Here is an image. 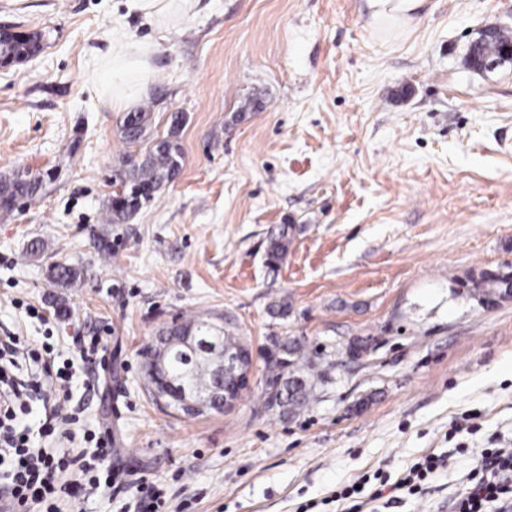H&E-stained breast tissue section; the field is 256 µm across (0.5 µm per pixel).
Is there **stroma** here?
I'll list each match as a JSON object with an SVG mask.
<instances>
[{
  "label": "stroma",
  "mask_w": 512,
  "mask_h": 512,
  "mask_svg": "<svg viewBox=\"0 0 512 512\" xmlns=\"http://www.w3.org/2000/svg\"><path fill=\"white\" fill-rule=\"evenodd\" d=\"M0 25L42 37L0 69V181L41 182L0 212V336L54 344L76 373L75 337L101 338L100 387L70 404L111 440L115 479L65 512H142L145 481L160 512H337L340 487L432 453L422 494L385 512H452L475 457L512 443V300L465 287L512 268V63L469 62L484 30L512 28V0L386 18L368 0H197L163 39L126 0H0ZM120 33L155 44L137 105L182 167L114 224L129 147L97 75ZM279 224L299 230L273 270ZM58 264L79 279L54 283ZM191 316L253 353L234 405L198 418L143 385V350ZM289 338L316 367L285 414L266 354Z\"/></svg>",
  "instance_id": "stroma-1"
}]
</instances>
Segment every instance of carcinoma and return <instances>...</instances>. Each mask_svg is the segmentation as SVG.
<instances>
[{
    "label": "carcinoma",
    "instance_id": "cac0c4a2",
    "mask_svg": "<svg viewBox=\"0 0 512 512\" xmlns=\"http://www.w3.org/2000/svg\"><path fill=\"white\" fill-rule=\"evenodd\" d=\"M38 39L39 36L28 34L22 39L3 42L0 44V52L20 59L39 49ZM510 42L512 32L508 30L497 27L485 30L481 38L471 46L469 57L472 65L480 71L486 62L495 61L499 65L502 64L505 62L502 48ZM149 118V113L145 111L127 113L120 126L124 142L131 147L140 144L145 139ZM180 171L181 154L178 145L173 141L165 138L146 149L136 163L121 170L122 183L139 189L141 194H112L108 205L112 223L124 222L143 204L153 200L156 190L174 180ZM37 187L38 183L28 179L1 181L0 210H12L17 199L33 196ZM293 231L292 224H281L271 231L266 247L267 264L270 268H276L287 256ZM507 288L508 282L498 280L490 272L482 273L480 280L471 283V290L478 295V301L482 304L492 303L493 299L501 296ZM188 331L197 336L201 335L203 320L190 317L174 324L158 337L155 347L162 346L163 339L174 332ZM223 340V347L200 352L191 361L185 359L182 347H173L167 363L169 373L174 376L185 372L192 383L200 388L211 385L215 377L214 368L222 361L224 351L233 350L241 344L239 338L228 331L223 333ZM267 364L277 370V373L269 378V383L278 388V395L271 397V403L289 412L302 408L312 393L310 385L301 376L304 369L313 368L312 358L307 350L297 340L288 339L277 346L275 355L267 358Z\"/></svg>",
    "mask_w": 512,
    "mask_h": 512
}]
</instances>
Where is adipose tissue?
<instances>
[{
    "instance_id": "ef3b65f1",
    "label": "adipose tissue",
    "mask_w": 512,
    "mask_h": 512,
    "mask_svg": "<svg viewBox=\"0 0 512 512\" xmlns=\"http://www.w3.org/2000/svg\"><path fill=\"white\" fill-rule=\"evenodd\" d=\"M130 7L155 21L158 33L165 35L193 16L196 0H130ZM152 50L151 44L132 37L113 41L112 65L101 72L99 84L112 87L117 108H127L142 90Z\"/></svg>"
}]
</instances>
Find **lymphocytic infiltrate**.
<instances>
[{"label":"lymphocytic infiltrate","mask_w":512,"mask_h":512,"mask_svg":"<svg viewBox=\"0 0 512 512\" xmlns=\"http://www.w3.org/2000/svg\"><path fill=\"white\" fill-rule=\"evenodd\" d=\"M72 379L54 346L0 338V504L7 512H61L65 500L112 484L110 441L97 439L90 454L64 445L69 425L80 420L62 409ZM35 402L44 419L34 430L24 417ZM438 464L435 456H425L390 486L362 491L347 485L334 499L341 512H367L385 493L418 494ZM473 472L474 480L454 501L455 512H512V448L482 451Z\"/></svg>","instance_id":"f902f5d3"}]
</instances>
